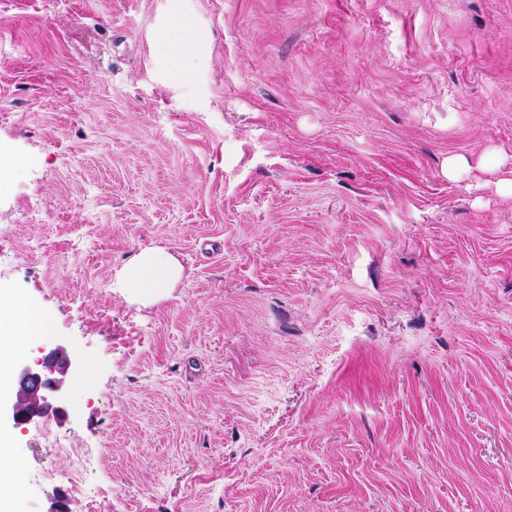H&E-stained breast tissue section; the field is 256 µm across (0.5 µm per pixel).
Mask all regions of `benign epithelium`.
I'll return each instance as SVG.
<instances>
[{
	"label": "benign epithelium",
	"mask_w": 512,
	"mask_h": 512,
	"mask_svg": "<svg viewBox=\"0 0 512 512\" xmlns=\"http://www.w3.org/2000/svg\"><path fill=\"white\" fill-rule=\"evenodd\" d=\"M72 361L62 347L53 349L38 363V368L24 366L20 369L18 389L15 396L0 401V409L8 414L17 428L43 415L49 408L47 393L60 390Z\"/></svg>",
	"instance_id": "7a95c632"
}]
</instances>
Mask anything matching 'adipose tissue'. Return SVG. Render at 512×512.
I'll use <instances>...</instances> for the list:
<instances>
[{
    "instance_id": "ef3b65f1",
    "label": "adipose tissue",
    "mask_w": 512,
    "mask_h": 512,
    "mask_svg": "<svg viewBox=\"0 0 512 512\" xmlns=\"http://www.w3.org/2000/svg\"><path fill=\"white\" fill-rule=\"evenodd\" d=\"M182 268L162 247H148L125 262L115 275V288L130 302L151 303L166 297ZM48 328L46 317L12 296L0 294V359L25 349Z\"/></svg>"
}]
</instances>
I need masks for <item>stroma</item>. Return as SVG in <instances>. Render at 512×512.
I'll use <instances>...</instances> for the list:
<instances>
[{
  "label": "stroma",
  "instance_id": "stroma-1",
  "mask_svg": "<svg viewBox=\"0 0 512 512\" xmlns=\"http://www.w3.org/2000/svg\"><path fill=\"white\" fill-rule=\"evenodd\" d=\"M180 7L0 0L20 512H512V0ZM162 38L167 45L184 50L195 42V35L187 23H180L168 29ZM182 275L173 255L162 247H147L116 272L113 288L133 303H151L169 294ZM0 326L1 360L13 351L25 349L48 328L47 319L40 311L25 307L20 300L4 294H0ZM72 361L63 347L53 349L37 367L23 366L18 378L15 396L2 402L0 394V423L2 408L17 428L43 415L49 408L46 394L60 390ZM59 375L60 377H58Z\"/></svg>",
  "mask_w": 512,
  "mask_h": 512
}]
</instances>
